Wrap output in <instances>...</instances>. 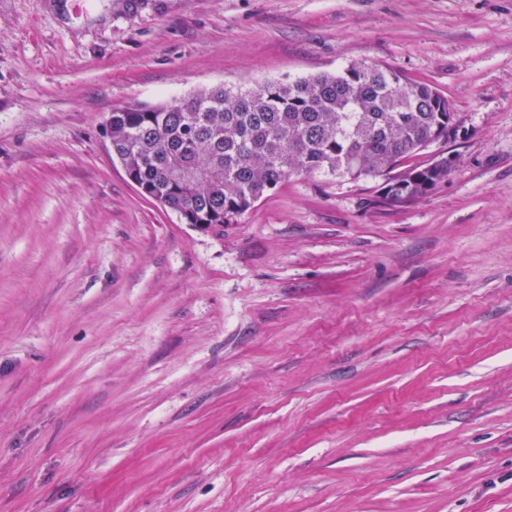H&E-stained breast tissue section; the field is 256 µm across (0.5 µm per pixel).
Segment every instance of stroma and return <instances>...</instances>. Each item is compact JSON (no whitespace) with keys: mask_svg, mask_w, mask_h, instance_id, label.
<instances>
[{"mask_svg":"<svg viewBox=\"0 0 512 512\" xmlns=\"http://www.w3.org/2000/svg\"><path fill=\"white\" fill-rule=\"evenodd\" d=\"M383 64L454 156L217 234L114 110ZM0 512H512V0H0Z\"/></svg>","mask_w":512,"mask_h":512,"instance_id":"stroma-1","label":"stroma"}]
</instances>
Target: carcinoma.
I'll return each instance as SVG.
<instances>
[{
	"mask_svg": "<svg viewBox=\"0 0 512 512\" xmlns=\"http://www.w3.org/2000/svg\"><path fill=\"white\" fill-rule=\"evenodd\" d=\"M448 99L380 65L351 63L287 83L222 86L112 112V153L128 179L178 215L224 230L293 174L386 177L417 200L448 177L434 160L394 175L441 138ZM176 168L201 176L183 185Z\"/></svg>",
	"mask_w": 512,
	"mask_h": 512,
	"instance_id": "carcinoma-1",
	"label": "carcinoma"
}]
</instances>
